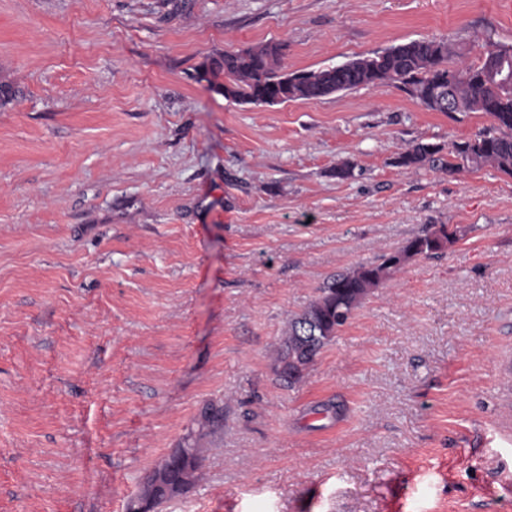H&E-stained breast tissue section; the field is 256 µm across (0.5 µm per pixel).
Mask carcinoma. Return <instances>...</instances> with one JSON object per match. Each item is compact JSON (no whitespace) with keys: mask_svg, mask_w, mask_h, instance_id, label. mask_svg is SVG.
I'll return each mask as SVG.
<instances>
[{"mask_svg":"<svg viewBox=\"0 0 512 512\" xmlns=\"http://www.w3.org/2000/svg\"><path fill=\"white\" fill-rule=\"evenodd\" d=\"M512 57V48L489 47L478 64H450L452 51L444 40H412L395 45L382 53L349 61L336 71L339 90L392 85L409 94L428 110L444 111L428 97L430 76L444 72L455 79L454 90L461 111L485 112L494 121L489 132L452 145L448 171L464 166L490 164L512 175V88L495 80H480L489 60L497 55ZM284 53L276 44H257L226 51L212 60L213 76L224 77L229 93L236 101L256 100L265 95L288 92L290 100H312L328 95V73L324 70L303 72L298 84L288 82L282 71ZM436 147L417 144L402 154L398 164L421 168L435 162ZM456 232L442 224L408 239L397 251L376 265H358L336 274L323 284L318 295L300 313L288 320V329L278 349L274 370L279 380L291 386L299 382L321 351L334 341L338 329L367 295L390 279L405 264L417 257H432L455 240ZM203 449L196 445L179 447L139 483L136 496L141 502L158 507L163 502L189 492L197 482Z\"/></svg>","mask_w":512,"mask_h":512,"instance_id":"cac0c4a2","label":"carcinoma"}]
</instances>
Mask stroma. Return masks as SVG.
<instances>
[{"mask_svg":"<svg viewBox=\"0 0 512 512\" xmlns=\"http://www.w3.org/2000/svg\"><path fill=\"white\" fill-rule=\"evenodd\" d=\"M442 39L512 47V0H0V512H126L193 442L155 512H512V175L446 166L491 117L393 86L244 104L206 72ZM419 143L435 165L400 166ZM433 224L456 241L283 387L289 318ZM197 444L174 448L171 453L139 483L136 499L157 508L163 502L189 492L197 482L203 459Z\"/></svg>","mask_w":512,"mask_h":512,"instance_id":"1","label":"stroma"}]
</instances>
